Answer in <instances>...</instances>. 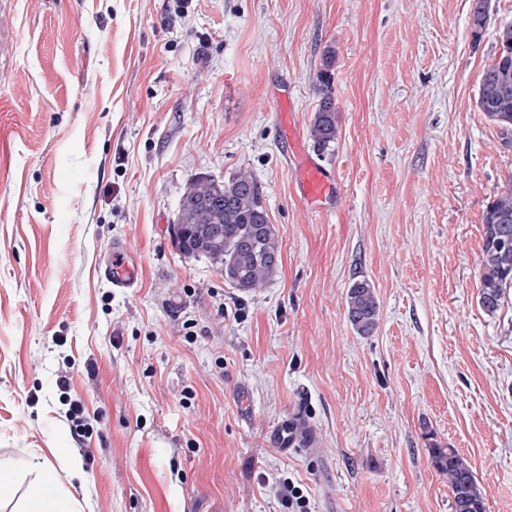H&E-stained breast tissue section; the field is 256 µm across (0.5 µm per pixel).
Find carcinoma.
Masks as SVG:
<instances>
[{"mask_svg": "<svg viewBox=\"0 0 512 512\" xmlns=\"http://www.w3.org/2000/svg\"><path fill=\"white\" fill-rule=\"evenodd\" d=\"M498 54L481 79L478 107L503 134H512V24L498 30ZM322 98L310 126L314 147L334 151L338 130L329 77H317ZM175 223L183 225L173 244L187 257H201L224 273L240 292H253L278 273L281 244L270 224L264 191L252 176L226 182L201 175L189 181ZM512 288V173L508 174L483 215L480 306L488 313L503 304ZM347 318L361 336L377 327L379 303L371 285L356 281L346 295ZM435 467L448 476L453 512H486L477 478L454 448L431 449Z\"/></svg>", "mask_w": 512, "mask_h": 512, "instance_id": "1", "label": "carcinoma"}]
</instances>
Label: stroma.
<instances>
[{
	"mask_svg": "<svg viewBox=\"0 0 512 512\" xmlns=\"http://www.w3.org/2000/svg\"><path fill=\"white\" fill-rule=\"evenodd\" d=\"M474 5L0 0V462L54 461L80 512H285V478L312 512H453L430 456L453 448L512 512V296L479 305L512 135L476 106L512 0L480 28ZM305 158L336 176L318 207ZM240 173L282 245L251 293L171 241L190 178ZM117 239L135 287L102 272ZM362 279L369 336L346 315ZM296 420L316 445L282 451ZM317 81L319 82L323 97L312 120L310 135L317 151L321 154H329L334 151L338 136L336 110L331 97V91L329 90V77L327 72H320ZM347 318L361 336L371 335L377 327L379 303L371 285L365 280L355 281L346 295Z\"/></svg>",
	"mask_w": 512,
	"mask_h": 512,
	"instance_id": "stroma-1",
	"label": "stroma"
}]
</instances>
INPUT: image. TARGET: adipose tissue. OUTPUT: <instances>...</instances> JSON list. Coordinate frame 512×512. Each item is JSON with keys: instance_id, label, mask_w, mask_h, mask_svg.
I'll list each match as a JSON object with an SVG mask.
<instances>
[{"instance_id": "obj_1", "label": "adipose tissue", "mask_w": 512, "mask_h": 512, "mask_svg": "<svg viewBox=\"0 0 512 512\" xmlns=\"http://www.w3.org/2000/svg\"><path fill=\"white\" fill-rule=\"evenodd\" d=\"M57 481L56 468L48 462L34 467L27 481L11 469L0 468V504L19 501L18 512H78L79 504L72 495L44 493L45 485Z\"/></svg>"}]
</instances>
